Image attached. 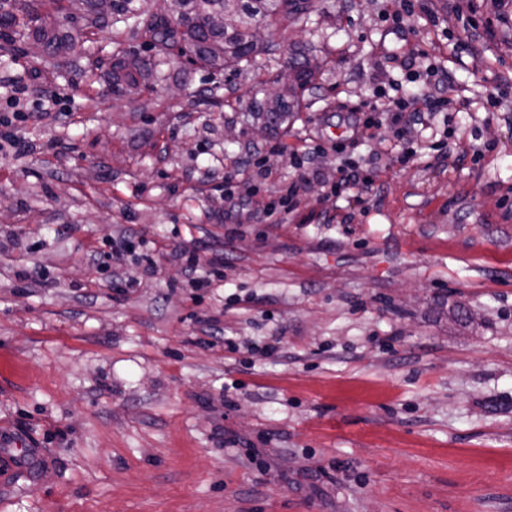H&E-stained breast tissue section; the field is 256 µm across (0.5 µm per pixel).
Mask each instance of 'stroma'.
Instances as JSON below:
<instances>
[{
  "label": "stroma",
  "instance_id": "35a3bbf8",
  "mask_svg": "<svg viewBox=\"0 0 512 512\" xmlns=\"http://www.w3.org/2000/svg\"><path fill=\"white\" fill-rule=\"evenodd\" d=\"M398 7L319 0L133 103L99 74L143 45L122 26L0 63L34 114L0 154V433L51 463L0 512H512V2L493 40L495 0ZM295 52L318 75L274 125L253 108ZM430 68L453 106L403 162L353 110ZM183 247L222 281L191 287Z\"/></svg>",
  "mask_w": 512,
  "mask_h": 512
}]
</instances>
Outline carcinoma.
<instances>
[{"label":"carcinoma","instance_id":"obj_1","mask_svg":"<svg viewBox=\"0 0 512 512\" xmlns=\"http://www.w3.org/2000/svg\"><path fill=\"white\" fill-rule=\"evenodd\" d=\"M0 0V58H11L18 42L38 44L42 58L66 59L76 43L72 31L106 21L141 31L153 51L116 55L108 74L112 91L134 101L175 47L202 68H228L261 50L251 18L274 25L314 11V0Z\"/></svg>","mask_w":512,"mask_h":512}]
</instances>
